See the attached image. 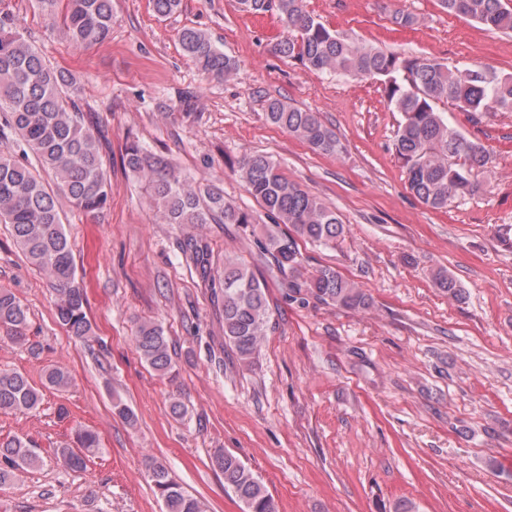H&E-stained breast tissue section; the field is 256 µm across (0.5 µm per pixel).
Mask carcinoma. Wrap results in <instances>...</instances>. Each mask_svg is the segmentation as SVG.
Here are the masks:
<instances>
[{
  "mask_svg": "<svg viewBox=\"0 0 512 512\" xmlns=\"http://www.w3.org/2000/svg\"><path fill=\"white\" fill-rule=\"evenodd\" d=\"M450 15L467 17L504 33H512V9L505 0H439ZM51 18H60L68 40L88 48L103 42L112 30V0H40ZM280 22L289 36L272 46L283 58L297 59L314 73H336L353 80L382 82L388 108L402 114L393 136L394 152L407 176L408 188L425 205L443 210L458 197L485 189L491 154L484 143L450 126L439 105L447 104L478 125L491 109L512 112V73L488 67L448 66L444 63L386 52L359 43L323 24L307 9L306 0H277ZM179 42L207 78L221 82L235 70L233 59L218 49L205 32L185 28ZM75 80L50 67L41 51L0 14V139H13L16 155H0V223L11 228L18 248L31 265L47 277L55 296L56 317L76 340H96L87 316L86 291L77 282L73 250L56 204L59 195L85 214L104 209L112 195L103 156L94 133L83 123ZM266 120L288 131L319 154L344 152L337 135L319 113L267 103ZM124 168L141 183L167 224L255 223L253 214L224 198L214 184L195 181L167 158L139 141L126 143ZM54 175L49 187L41 173ZM235 174L275 224L289 226L286 234H268L259 241L260 256L288 274L289 299L306 304L314 299L341 309L362 312L371 297L336 269L325 267L311 276L303 272L299 242L336 243L345 229L334 209L288 180L280 164L264 154H246ZM186 261L219 288L224 316V343L238 364L252 367L272 328L266 284L250 266L225 259L224 270L208 271V253L194 235L180 242ZM436 287L452 299L461 295L445 269L433 274ZM0 329L8 338L40 355L41 347L27 336L28 313L9 290L0 289ZM140 359L162 376L172 372L173 358L162 324L143 321L134 336ZM69 372L60 366L44 374V386L64 390ZM41 389L18 371L0 370V414L24 415L38 409ZM77 448L61 446L55 457L66 470L79 471L100 453L95 432L75 430ZM36 443L26 437H0V485L16 481L41 460ZM212 466L224 475V489L234 494L243 512H276L261 478L237 455L219 449ZM155 493L164 512H206L204 503L183 490L169 469L157 460L148 464Z\"/></svg>",
  "mask_w": 512,
  "mask_h": 512,
  "instance_id": "1",
  "label": "carcinoma"
}]
</instances>
